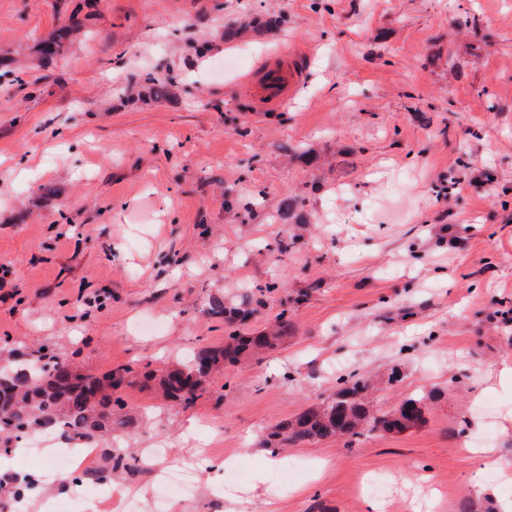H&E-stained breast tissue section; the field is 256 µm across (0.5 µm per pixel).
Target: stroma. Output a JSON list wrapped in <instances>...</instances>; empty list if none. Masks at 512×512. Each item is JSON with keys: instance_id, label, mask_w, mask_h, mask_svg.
I'll return each instance as SVG.
<instances>
[{"instance_id": "stroma-1", "label": "stroma", "mask_w": 512, "mask_h": 512, "mask_svg": "<svg viewBox=\"0 0 512 512\" xmlns=\"http://www.w3.org/2000/svg\"><path fill=\"white\" fill-rule=\"evenodd\" d=\"M74 13L86 27L43 59ZM18 57L23 84L0 79V359L126 369L136 417L86 461L109 492L84 512H126L131 491L152 512L184 466L179 512H224L230 485L248 512H503L512 480L484 452L512 460V0H0V60ZM284 57L299 84L257 104L251 80ZM246 296L245 331L284 311V342L163 401L152 373L222 346L209 302ZM352 374L384 411L434 392L424 423L261 446ZM199 442L245 474L198 469ZM48 461L0 460V512L70 505V472L15 503ZM368 475L385 498L362 495ZM194 472L191 468H183L166 473L158 482L154 492L156 512H162V506L172 497L187 494L191 490ZM161 490L163 491L161 499Z\"/></svg>"}]
</instances>
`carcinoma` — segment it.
Returning a JSON list of instances; mask_svg holds the SVG:
<instances>
[{
	"label": "carcinoma",
	"instance_id": "obj_1",
	"mask_svg": "<svg viewBox=\"0 0 512 512\" xmlns=\"http://www.w3.org/2000/svg\"><path fill=\"white\" fill-rule=\"evenodd\" d=\"M83 28V21L72 16L66 28L44 43L43 58L61 54L66 42ZM147 81L161 98L173 85L174 76L169 72L159 77L150 75ZM290 330L285 310L276 318L273 332L244 336L232 330L223 346L199 347L188 361L175 363V369H161L159 386L165 397L188 405L221 367L235 366L247 357L275 348ZM123 382L120 369L101 377L83 374L75 371L66 358L48 351L36 359L18 360L9 368H0V447H10L12 440L30 429L45 434L60 431L70 441L88 447L106 441L112 436V428L133 423L118 395ZM370 387L367 380L351 376L341 382L331 401L281 422L263 437L262 445L277 448L286 442L301 444L339 437L351 443L376 431L375 414L366 401ZM425 401L424 396L403 400L406 410L398 415L386 413L382 429L402 431L422 424L425 417L421 405Z\"/></svg>",
	"mask_w": 512,
	"mask_h": 512
}]
</instances>
